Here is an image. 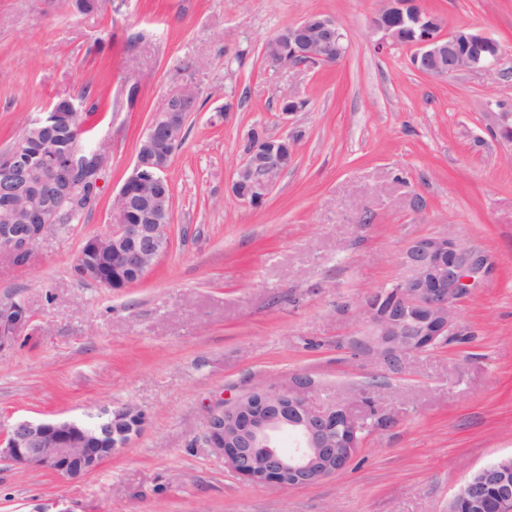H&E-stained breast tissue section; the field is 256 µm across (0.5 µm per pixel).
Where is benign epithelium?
Returning <instances> with one entry per match:
<instances>
[{
  "mask_svg": "<svg viewBox=\"0 0 512 512\" xmlns=\"http://www.w3.org/2000/svg\"><path fill=\"white\" fill-rule=\"evenodd\" d=\"M395 20L414 32V65L432 77L490 67L504 53L497 40L475 27L442 33L423 0H381L371 20L373 29L382 33L378 48L397 44ZM346 52L345 36L334 18L307 15L288 27L266 61L274 68L302 69L336 64ZM199 95V88L186 82L154 114L139 140L133 169L114 196L107 231L83 242L79 280L112 290L128 288L169 252L172 207L159 185L168 164L158 143L180 142ZM75 105L74 99L57 101L33 120L26 139L47 145L68 138ZM489 116L496 134L511 146L512 115ZM106 160L104 143L82 148L73 143L31 171L26 192H19L10 177L1 180L0 258H23L48 232L59 230L64 206L72 217L90 204L93 197L84 196L78 176L92 172L101 183ZM290 164L276 138L258 143L244 152L237 166L233 194L246 205H259ZM403 264L406 273L391 289L365 297L367 331L358 340L362 351L392 366L409 352L434 348L455 335L456 303L493 267L489 255L461 245L447 233L412 240ZM30 324L23 303L0 300V354L13 349ZM317 387L310 375L297 373L286 386L270 383L222 400L209 412L203 439L224 459L225 467L253 485L290 489L336 476L360 447L365 419L348 406H317ZM145 420L136 407L110 405L82 417L18 418L0 432V459L18 469L81 481L126 447ZM282 434L294 438L288 452L276 445ZM492 503L496 512H512V455L473 471L448 512H487Z\"/></svg>",
  "mask_w": 512,
  "mask_h": 512,
  "instance_id": "7a95c632",
  "label": "benign epithelium"
}]
</instances>
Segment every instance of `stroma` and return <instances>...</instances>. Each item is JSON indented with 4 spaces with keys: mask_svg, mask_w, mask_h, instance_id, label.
Instances as JSON below:
<instances>
[{
    "mask_svg": "<svg viewBox=\"0 0 512 512\" xmlns=\"http://www.w3.org/2000/svg\"><path fill=\"white\" fill-rule=\"evenodd\" d=\"M444 31L483 30L500 64L421 73L413 47L378 49L380 0H0V153L54 102L85 92L108 146L96 204L25 261L0 259V300L32 316L0 354V428L20 417L132 405L145 425L70 482L0 461V512H448L473 470L512 455V150L488 111L512 112V0H424ZM341 25L337 64L273 68L266 43L303 16ZM199 87L172 186V247L114 291L78 281L154 113ZM306 106L283 120L277 100ZM296 138L259 206L232 192L252 129ZM447 232L494 271L457 306L458 335L399 366L363 353L362 302L404 270L415 238ZM318 383L320 405L374 400L338 476L293 489L225 470L202 439L207 408L249 388Z\"/></svg>",
    "mask_w": 512,
    "mask_h": 512,
    "instance_id": "obj_1",
    "label": "stroma"
}]
</instances>
